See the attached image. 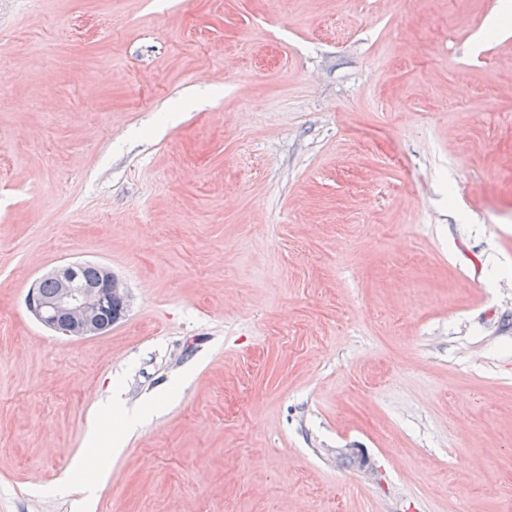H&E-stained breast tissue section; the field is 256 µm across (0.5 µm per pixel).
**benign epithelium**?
<instances>
[{"label": "benign epithelium", "instance_id": "obj_1", "mask_svg": "<svg viewBox=\"0 0 512 512\" xmlns=\"http://www.w3.org/2000/svg\"><path fill=\"white\" fill-rule=\"evenodd\" d=\"M86 266V262H71L48 273L57 282L51 297L41 293V280L30 285L25 304L42 325L66 336H101L123 316L128 306L123 283L106 266L96 281L85 282L80 274Z\"/></svg>", "mask_w": 512, "mask_h": 512}]
</instances>
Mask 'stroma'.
Returning a JSON list of instances; mask_svg holds the SVG:
<instances>
[{
    "instance_id": "obj_1",
    "label": "stroma",
    "mask_w": 512,
    "mask_h": 512,
    "mask_svg": "<svg viewBox=\"0 0 512 512\" xmlns=\"http://www.w3.org/2000/svg\"><path fill=\"white\" fill-rule=\"evenodd\" d=\"M507 17L0 0V512H512ZM70 261L108 334L27 311ZM91 262H71L57 267L35 280L29 287L25 304L32 316L45 327L60 331L65 336H101L112 328L128 306V293L112 270L103 267V274L94 282L80 278L82 270ZM94 267L83 270L84 279L97 278ZM45 278L57 282V292L46 297L40 291ZM99 428L100 423L98 421H94L90 425L87 435L88 448H86V452L96 462L102 464L111 459L112 453L121 446L122 435L117 433L113 439L103 440L98 434Z\"/></svg>"
}]
</instances>
